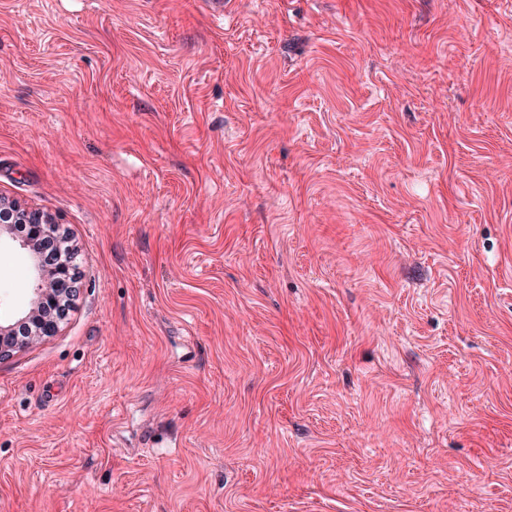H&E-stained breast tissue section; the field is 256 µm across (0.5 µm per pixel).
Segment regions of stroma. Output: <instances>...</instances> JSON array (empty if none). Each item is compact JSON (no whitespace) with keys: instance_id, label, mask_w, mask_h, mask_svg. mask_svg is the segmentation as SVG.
Masks as SVG:
<instances>
[{"instance_id":"obj_1","label":"stroma","mask_w":512,"mask_h":512,"mask_svg":"<svg viewBox=\"0 0 512 512\" xmlns=\"http://www.w3.org/2000/svg\"><path fill=\"white\" fill-rule=\"evenodd\" d=\"M0 195V512H512V0H0ZM26 255L28 301L0 315V360L37 341L57 336L80 292L79 249L57 217L0 195V246ZM54 247L49 252L48 246ZM55 288H49L50 283ZM26 328L25 336L18 330Z\"/></svg>"}]
</instances>
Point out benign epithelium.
<instances>
[{"label": "benign epithelium", "instance_id": "1", "mask_svg": "<svg viewBox=\"0 0 512 512\" xmlns=\"http://www.w3.org/2000/svg\"><path fill=\"white\" fill-rule=\"evenodd\" d=\"M26 255L28 301L0 315V360L61 331L80 292L79 249L57 217L0 195V246Z\"/></svg>", "mask_w": 512, "mask_h": 512}]
</instances>
